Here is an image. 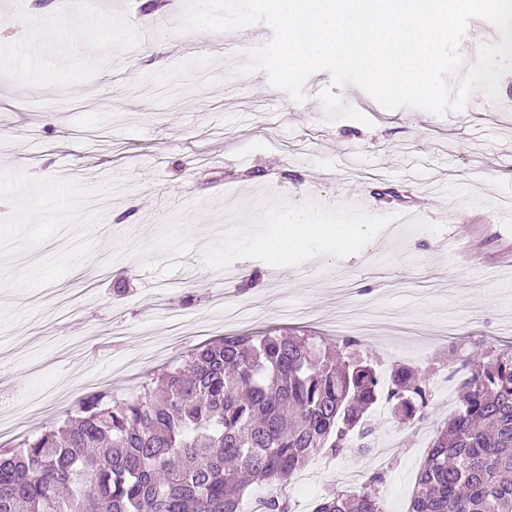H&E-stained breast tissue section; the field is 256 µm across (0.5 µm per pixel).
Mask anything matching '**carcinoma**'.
Wrapping results in <instances>:
<instances>
[{"label": "carcinoma", "mask_w": 512, "mask_h": 512, "mask_svg": "<svg viewBox=\"0 0 512 512\" xmlns=\"http://www.w3.org/2000/svg\"><path fill=\"white\" fill-rule=\"evenodd\" d=\"M459 370V405L430 437L407 512H512V348ZM430 397L420 373H381L357 340L223 336L139 393L84 396L62 425L0 452V512H241L254 479L283 485L321 453L368 448L372 407L415 426ZM382 484L377 472L333 489L314 512H387ZM265 512H291L288 497Z\"/></svg>", "instance_id": "obj_1"}]
</instances>
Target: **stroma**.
Masks as SVG:
<instances>
[{"mask_svg":"<svg viewBox=\"0 0 512 512\" xmlns=\"http://www.w3.org/2000/svg\"><path fill=\"white\" fill-rule=\"evenodd\" d=\"M0 0V365L13 401L44 395L25 432L64 417L91 377H120L146 340L181 354L228 334L325 335L327 317L371 305L447 341L420 352L398 328L363 344L429 384L457 367L455 346L500 347L512 280L494 270L512 238V73L499 102L470 96L438 116L383 108L313 73L303 101L245 71L273 30L194 32L185 0H52L34 24ZM119 25L107 29L106 21ZM358 224L345 250L316 232L280 257L265 245L294 213ZM271 214L266 224L257 215ZM237 280L211 277L224 262ZM254 280L240 290L242 280ZM413 431L372 417L389 453V512H407L418 434L449 415L430 401ZM372 472L347 448L289 482L292 512H313L343 472Z\"/></svg>","mask_w":512,"mask_h":512,"instance_id":"obj_1","label":"stroma"}]
</instances>
